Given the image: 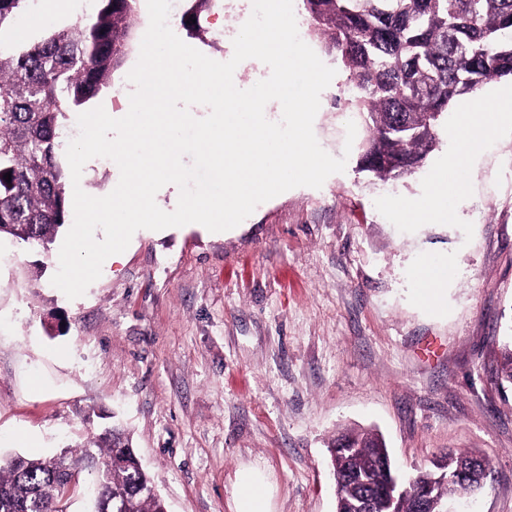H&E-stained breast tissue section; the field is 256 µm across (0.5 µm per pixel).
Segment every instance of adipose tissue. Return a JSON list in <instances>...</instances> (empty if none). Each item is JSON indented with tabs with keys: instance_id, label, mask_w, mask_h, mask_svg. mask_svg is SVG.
Instances as JSON below:
<instances>
[{
	"instance_id": "1",
	"label": "adipose tissue",
	"mask_w": 512,
	"mask_h": 512,
	"mask_svg": "<svg viewBox=\"0 0 512 512\" xmlns=\"http://www.w3.org/2000/svg\"><path fill=\"white\" fill-rule=\"evenodd\" d=\"M509 124L512 125V88L464 102L446 130L447 139L454 149L452 156L439 168L421 199L397 200L401 217L413 224L454 223L460 192L459 174L468 156Z\"/></svg>"
}]
</instances>
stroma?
Returning a JSON list of instances; mask_svg holds the SVG:
<instances>
[{
	"mask_svg": "<svg viewBox=\"0 0 512 512\" xmlns=\"http://www.w3.org/2000/svg\"><path fill=\"white\" fill-rule=\"evenodd\" d=\"M294 12L336 70L313 126L345 171L221 234L139 230L73 300L51 283L58 249L0 242V453L79 450L115 420L168 512H235L252 470L269 512H335L328 445L362 427L406 476L451 450L484 455L488 485L463 512H512V386L497 378L512 335V128L474 152L455 223H401L389 198L418 196L446 142L403 181L362 171L365 128L345 145L347 74ZM231 16L246 21L240 0L202 14L189 45L228 61L232 42L212 33ZM440 257L457 274L436 309L409 271Z\"/></svg>",
	"mask_w": 512,
	"mask_h": 512,
	"instance_id": "stroma-1",
	"label": "stroma"
}]
</instances>
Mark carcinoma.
Returning a JSON list of instances; mask_svg holds the SVG:
<instances>
[{"mask_svg":"<svg viewBox=\"0 0 512 512\" xmlns=\"http://www.w3.org/2000/svg\"><path fill=\"white\" fill-rule=\"evenodd\" d=\"M30 0H0V240H21L48 252L65 223L66 176L56 159L67 114L110 87L128 54L137 0H98L95 16L32 46H4L13 16ZM186 32L200 28L202 13L218 0H186ZM313 31L327 38L347 72V107L363 117L367 136L361 168L383 182L410 176L436 145L448 109L462 96H478L490 83L512 78V0H302ZM11 173L7 181L4 174ZM500 379L512 384V337L505 342ZM331 458L337 512H359L366 496H380L389 471L382 440L363 430L338 432ZM66 461L0 457V512H25L34 498L45 512L70 492L75 471L100 472L90 512H162L163 499L141 465L125 431L105 428L92 448ZM442 474L414 478L428 489L427 509L470 493L454 478L470 466L472 484H483L489 461L450 451Z\"/></svg>","mask_w":512,"mask_h":512,"instance_id":"cac0c4a2","label":"carcinoma"}]
</instances>
